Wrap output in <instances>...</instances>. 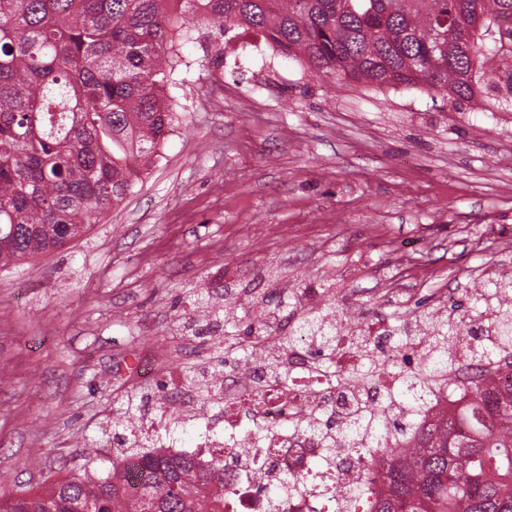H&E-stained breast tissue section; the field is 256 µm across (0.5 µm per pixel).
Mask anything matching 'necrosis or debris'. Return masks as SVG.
Masks as SVG:
<instances>
[{
    "label": "necrosis or debris",
    "mask_w": 512,
    "mask_h": 512,
    "mask_svg": "<svg viewBox=\"0 0 512 512\" xmlns=\"http://www.w3.org/2000/svg\"><path fill=\"white\" fill-rule=\"evenodd\" d=\"M359 330L374 339L380 361L409 368L432 360L425 334L401 340L392 323L373 322L367 312ZM313 346L306 338L290 352L288 383L270 379L261 365L248 373L229 365L211 396L198 388H177L139 429L153 436L155 452L185 453L205 464L223 459L224 512H368L367 503L385 491L376 467L366 460L337 465L313 435L296 427L309 418L325 421L334 410L345 411L352 404L334 375L311 371L305 353ZM470 372V364L460 362L454 382L423 393L416 408L419 424L430 423L462 400L461 386ZM171 420L194 430L193 448L181 450L177 437L167 433ZM288 475L293 483H285ZM353 485L363 487L365 503L352 511L342 490Z\"/></svg>",
    "instance_id": "obj_1"
}]
</instances>
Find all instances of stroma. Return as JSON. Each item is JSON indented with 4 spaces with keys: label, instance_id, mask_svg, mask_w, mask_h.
Segmentation results:
<instances>
[{
    "label": "stroma",
    "instance_id": "1",
    "mask_svg": "<svg viewBox=\"0 0 512 512\" xmlns=\"http://www.w3.org/2000/svg\"><path fill=\"white\" fill-rule=\"evenodd\" d=\"M168 85L176 128L124 202L65 248L0 272V495L43 493L86 456L106 471L102 429L156 376L200 364L196 298L237 316L309 287L368 301L444 290L512 271V112H457L419 87L356 85L310 73L261 33L180 50ZM415 243L428 279L402 265Z\"/></svg>",
    "mask_w": 512,
    "mask_h": 512
}]
</instances>
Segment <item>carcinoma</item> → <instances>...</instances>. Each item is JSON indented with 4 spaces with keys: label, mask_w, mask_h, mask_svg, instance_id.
<instances>
[{
    "label": "carcinoma",
    "mask_w": 512,
    "mask_h": 512,
    "mask_svg": "<svg viewBox=\"0 0 512 512\" xmlns=\"http://www.w3.org/2000/svg\"><path fill=\"white\" fill-rule=\"evenodd\" d=\"M205 27L211 63H224V36L260 31L273 47L319 76L381 88H425L459 111L476 101L512 112V0H0V271L50 254L119 206L160 156L175 112L166 93L176 46ZM264 306L246 325L270 335ZM432 327L440 357L402 370L374 360L353 376L377 392L385 375L425 388L451 382L462 327L482 312L461 305ZM343 312L302 307L280 346L315 339L318 368L336 365ZM499 348L512 350V307L493 319ZM465 405L425 426L402 391L355 402L313 435L334 433L351 461L367 447L389 493L369 512H512V384L499 385L489 352L474 348ZM148 437L119 442L111 476L55 479L43 495L18 487L0 512H224V460L148 449ZM140 470L131 495L117 481L129 460Z\"/></svg>",
    "instance_id": "cac0c4a2"
}]
</instances>
